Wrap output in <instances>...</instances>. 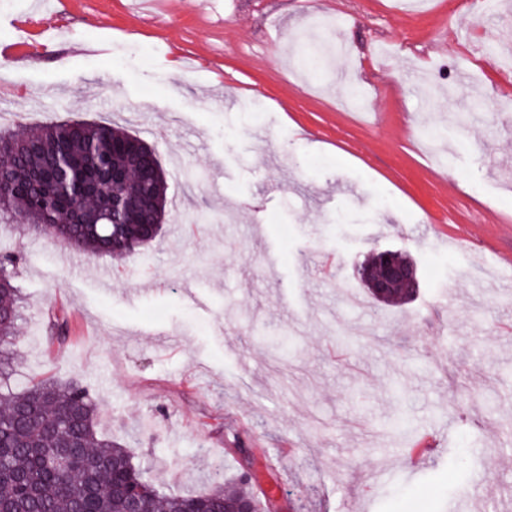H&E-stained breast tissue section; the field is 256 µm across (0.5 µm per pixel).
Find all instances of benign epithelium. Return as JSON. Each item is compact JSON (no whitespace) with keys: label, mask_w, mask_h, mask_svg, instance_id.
<instances>
[{"label":"benign epithelium","mask_w":512,"mask_h":512,"mask_svg":"<svg viewBox=\"0 0 512 512\" xmlns=\"http://www.w3.org/2000/svg\"><path fill=\"white\" fill-rule=\"evenodd\" d=\"M357 277L375 299L384 303L402 288L411 296L417 292L414 264L388 251L373 253V260L357 270Z\"/></svg>","instance_id":"obj_1"}]
</instances>
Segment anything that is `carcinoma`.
<instances>
[{"mask_svg":"<svg viewBox=\"0 0 512 512\" xmlns=\"http://www.w3.org/2000/svg\"><path fill=\"white\" fill-rule=\"evenodd\" d=\"M121 127L65 120L11 132L0 129V223L26 224L79 252L123 260L148 244L158 156L134 150ZM18 254L0 256V371L18 319L13 269ZM97 406L77 383L41 382L19 394L0 392V512H130L127 494L141 490L140 512H224L239 497L255 512L269 500L251 480L192 495H162L132 453L96 430Z\"/></svg>","mask_w":512,"mask_h":512,"instance_id":"cac0c4a2","label":"carcinoma"}]
</instances>
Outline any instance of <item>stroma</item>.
I'll return each mask as SVG.
<instances>
[{
  "instance_id": "stroma-1",
  "label": "stroma",
  "mask_w": 512,
  "mask_h": 512,
  "mask_svg": "<svg viewBox=\"0 0 512 512\" xmlns=\"http://www.w3.org/2000/svg\"><path fill=\"white\" fill-rule=\"evenodd\" d=\"M55 7L0 0V44L28 47L0 57V123L124 127L167 213L120 264L0 223L24 257L8 388L86 386L166 495L247 471L280 512H512V0H67V33ZM318 17L349 55L314 81ZM89 39L108 51H69ZM381 250L416 266L395 306L355 274Z\"/></svg>"
}]
</instances>
